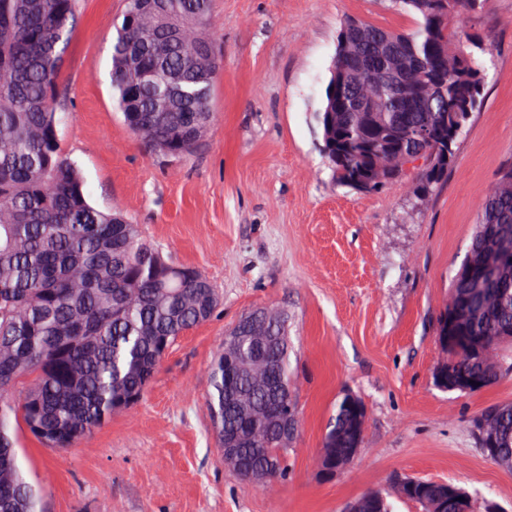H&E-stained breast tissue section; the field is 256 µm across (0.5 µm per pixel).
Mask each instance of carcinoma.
<instances>
[{
    "instance_id": "carcinoma-1",
    "label": "carcinoma",
    "mask_w": 512,
    "mask_h": 512,
    "mask_svg": "<svg viewBox=\"0 0 512 512\" xmlns=\"http://www.w3.org/2000/svg\"><path fill=\"white\" fill-rule=\"evenodd\" d=\"M419 14L410 33L348 19L316 121L336 182L360 194L412 179L423 202L444 181L459 135L482 103L486 70L473 39L448 30L485 0H391ZM211 0H126L112 41L110 83L125 125L151 151H196L214 122L212 81L222 54L206 32ZM81 23L78 0H0V512H39L20 468L11 420L47 448H68L136 404L168 350L214 314L219 295L199 269L176 264L120 212L88 201L80 168L61 145L68 95L64 57ZM510 260L475 283L471 267ZM256 330L268 371L250 369L247 339H224L206 404L219 446L254 475L284 476L289 437L273 414L296 407L288 315L269 306ZM436 335L435 370L483 387L512 373V162L485 195ZM366 409L336 401L318 464L362 442ZM489 456L512 471V401L471 422ZM452 482L404 477L357 499L359 512H459Z\"/></svg>"
}]
</instances>
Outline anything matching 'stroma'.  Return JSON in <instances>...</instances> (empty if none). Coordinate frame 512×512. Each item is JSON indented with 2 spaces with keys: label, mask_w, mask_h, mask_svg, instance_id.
<instances>
[{
  "label": "stroma",
  "mask_w": 512,
  "mask_h": 512,
  "mask_svg": "<svg viewBox=\"0 0 512 512\" xmlns=\"http://www.w3.org/2000/svg\"><path fill=\"white\" fill-rule=\"evenodd\" d=\"M124 8L79 0L62 147L93 206L121 209L172 261L202 270L220 304L178 340L135 406L76 446L46 448L17 427L42 512H346L404 476L451 481L512 512V472L470 431L479 411L512 400V375L473 394L433 382L437 317L483 197L512 161V0H486L456 27L485 50L484 101L422 203L408 181L381 194L339 186L315 120L343 20L408 32L419 15L387 0H212L208 28L224 59L215 120L194 153L167 158L115 107L110 49ZM271 305L288 312L299 424L287 476L265 487L225 467L206 397L225 335ZM346 392L366 408L363 451L326 480L317 459Z\"/></svg>",
  "instance_id": "stroma-1"
}]
</instances>
